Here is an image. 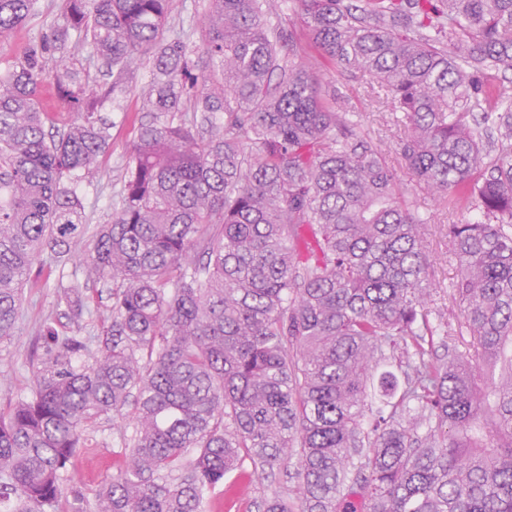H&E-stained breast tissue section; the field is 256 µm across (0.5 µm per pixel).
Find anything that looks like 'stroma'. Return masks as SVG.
Instances as JSON below:
<instances>
[{"mask_svg":"<svg viewBox=\"0 0 512 512\" xmlns=\"http://www.w3.org/2000/svg\"><path fill=\"white\" fill-rule=\"evenodd\" d=\"M62 0H40L38 10L25 23L0 39V68L22 57L30 44L40 41L62 22ZM149 65H142L125 77L126 92L122 97L105 101L101 113L111 125L112 145L99 159L98 172L92 182H83L78 191L83 198L87 216L84 234L75 239L68 256L55 259L44 254L33 266L30 280L24 287L19 318L13 335L0 340V405L28 393L40 366V359L51 341L48 330L66 334L76 331L95 333L97 322L91 318L93 310H106L112 303V290L99 282L87 280L84 259L92 247V235L97 225L109 223L112 205L121 190L123 169L136 137L139 118L138 96L149 81ZM322 84L335 86L337 108L352 107L358 114L359 129L376 136L394 167L399 183L406 188L413 204L430 216L425 227L428 252L434 267L430 282L437 306H448L457 280V262L443 242L440 231L454 219H474L469 204L462 203L453 211H446L431 193L412 181L401 162L397 149V129L391 118L390 100L386 93L370 87L365 78H349L337 72L335 66L320 61L315 68ZM74 280L81 281L89 313L77 314L65 297V287ZM133 413L100 419L88 426L87 447L77 449L62 477L63 497L58 512H72L81 507L93 512L98 485L117 474L125 451V439L133 432ZM239 476L243 489L234 493L216 487L207 493L205 512H260L262 501L275 489L285 486L284 470L275 477L258 476L251 461H242Z\"/></svg>","mask_w":512,"mask_h":512,"instance_id":"obj_1","label":"stroma"}]
</instances>
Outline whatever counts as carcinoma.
I'll return each mask as SVG.
<instances>
[{"instance_id": "cac0c4a2", "label": "carcinoma", "mask_w": 512, "mask_h": 512, "mask_svg": "<svg viewBox=\"0 0 512 512\" xmlns=\"http://www.w3.org/2000/svg\"><path fill=\"white\" fill-rule=\"evenodd\" d=\"M170 0H63V24L0 69V339L34 263L84 233L76 183L109 148L123 92L44 60L74 49L122 76L151 64L110 223L85 264L112 285L92 363L51 332L31 395L0 409V505L47 512L85 427L133 405L124 467L94 512H202L244 458L297 485L263 512H512V0H208L189 37ZM38 0H0V37ZM387 90L413 180L451 222L452 308L424 287L428 219L381 148L336 111L308 48ZM74 113L45 131L41 87ZM459 308L468 336L435 354ZM381 400L369 406L378 365Z\"/></svg>"}]
</instances>
